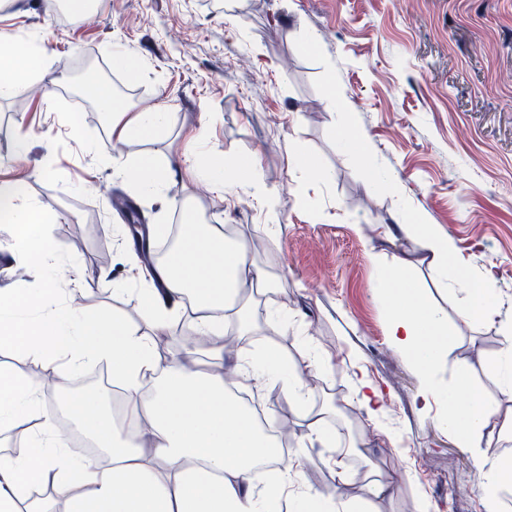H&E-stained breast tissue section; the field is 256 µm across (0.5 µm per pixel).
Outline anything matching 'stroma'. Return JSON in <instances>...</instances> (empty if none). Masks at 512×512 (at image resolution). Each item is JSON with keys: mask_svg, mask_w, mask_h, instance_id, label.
<instances>
[{"mask_svg": "<svg viewBox=\"0 0 512 512\" xmlns=\"http://www.w3.org/2000/svg\"><path fill=\"white\" fill-rule=\"evenodd\" d=\"M95 11L94 29L69 32L46 0H0V45L44 35L50 51L28 89L0 100V178L23 180L57 214L50 232L80 283L72 305L104 303L130 324L146 320L140 285L127 279L140 255L119 238L105 244L102 231L126 224L119 200L149 224L181 217L185 187L142 194L118 176L114 158L181 161L198 134L210 157L253 160L259 192L218 191L199 205L207 223L233 226L249 263L280 283L250 304L253 331L228 324L239 351L270 347L300 364L313 349L324 361L305 411L291 410L276 385L243 388L270 431L287 429L289 452L305 453L302 485L327 493L344 477L354 499L378 467L403 476L378 512H486L471 455L424 408L377 294L383 267L422 256L401 225H441L471 272L492 268L497 314L459 325L430 378L452 388L463 362L498 353L500 326L512 320V0H97ZM117 50L140 62L136 81L113 69ZM90 55L112 84L134 85L133 111L170 112V132L116 143L106 114L69 87ZM345 125L363 136L371 167L343 154ZM307 162L319 180L307 179ZM105 253L125 290L98 281ZM283 312L285 331L272 325ZM362 378L381 388L384 418L360 403ZM336 400L353 422L335 414L324 435L310 434L306 412ZM352 432L366 433L368 446L350 447Z\"/></svg>", "mask_w": 512, "mask_h": 512, "instance_id": "obj_1", "label": "stroma"}]
</instances>
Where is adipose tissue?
Masks as SVG:
<instances>
[{
	"label": "adipose tissue",
	"instance_id": "adipose-tissue-1",
	"mask_svg": "<svg viewBox=\"0 0 512 512\" xmlns=\"http://www.w3.org/2000/svg\"><path fill=\"white\" fill-rule=\"evenodd\" d=\"M44 55L37 39L0 48L1 100L29 86L24 57ZM86 91L111 117L116 142L156 139L169 129V113L130 112L107 84L93 82ZM119 173L145 192L175 184L184 175L203 194L244 191L257 183L249 160L196 158L179 168L146 154L124 159ZM0 202L10 211L7 252L13 264L39 269L33 282L0 283V347L18 362L40 358L55 374L107 360L113 384L125 394L127 412L148 425L144 434L121 435L96 394L68 395L62 409L101 451L100 460H75L57 415L43 407L40 385L1 366L0 428L26 424L30 431L22 448L0 455V512H273L275 498L288 500L297 512H365L361 503L340 502L331 493L297 491L304 456L280 461L278 438L264 433L249 409L228 393L229 377L263 379L279 386L289 405L298 409L311 392L309 376L321 366L314 355L294 366L270 349L239 354L234 363L225 364V319L250 328L247 306L275 288L262 270L248 263L244 242L228 240L221 226L205 223L195 204L184 206V229L176 247L153 267L137 263L130 270L131 280L144 285L141 302L150 320L143 331L107 307L69 304L68 282L59 275L65 261L46 230L52 215L10 181H0ZM403 231L420 241L429 267L452 273L460 320H492V271L474 275L461 266L440 225L407 224ZM380 282L378 298L388 312L390 343L421 375H429L456 336L455 324L413 286L409 261L384 268ZM186 302L197 313L194 329L214 361L205 370L199 367L198 347L165 358L154 343ZM474 373L473 365H463L453 388L427 382L420 395L423 403L441 404L442 423L459 447L471 452L488 486V512H500L498 491H512V451L493 462L486 451L512 441V409L503 413L489 405L473 383Z\"/></svg>",
	"mask_w": 512,
	"mask_h": 512
}]
</instances>
